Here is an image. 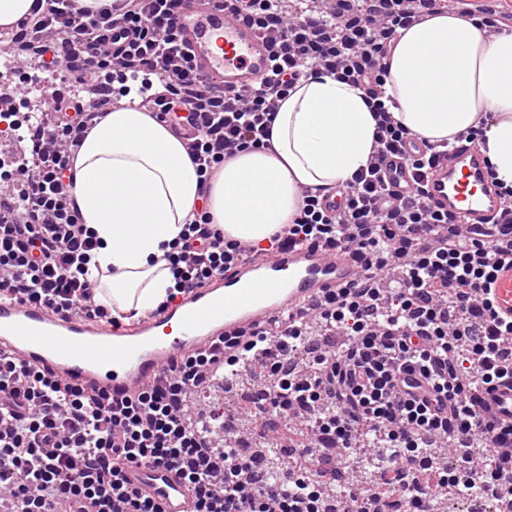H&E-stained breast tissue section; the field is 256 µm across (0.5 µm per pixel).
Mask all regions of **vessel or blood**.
<instances>
[{
    "label": "vessel or blood",
    "instance_id": "b4317fda",
    "mask_svg": "<svg viewBox=\"0 0 512 512\" xmlns=\"http://www.w3.org/2000/svg\"><path fill=\"white\" fill-rule=\"evenodd\" d=\"M179 24L194 71L223 83L225 89L253 86L271 68L268 39L208 0L184 6ZM385 172L401 194L423 188L432 205L472 228L487 223L504 205L490 187L482 154L472 144L439 157L420 183L400 159H388ZM358 274L347 251L290 248L242 262L206 287L178 298L159 316L124 330L79 315L59 317L35 303L2 300L0 348L58 378L122 397L158 378L179 357L292 311ZM481 411L496 424L511 420L512 384L491 388ZM124 474L128 485L157 501L162 512H190L191 495L171 468L132 464L125 466Z\"/></svg>",
    "mask_w": 512,
    "mask_h": 512
}]
</instances>
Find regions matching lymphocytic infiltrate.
I'll return each mask as SVG.
<instances>
[{"mask_svg": "<svg viewBox=\"0 0 512 512\" xmlns=\"http://www.w3.org/2000/svg\"><path fill=\"white\" fill-rule=\"evenodd\" d=\"M225 12L266 33L275 58L257 85L227 91L193 70L177 28L181 0H113L98 11L79 0H36L27 41L55 67L78 70L82 90L46 102L51 121L10 167L0 193V299L36 302L62 316L121 326L95 299L89 263L98 242L70 198L72 160L100 118L106 77L137 79L167 125L194 128L187 152L201 181L226 159L270 146L280 101L317 71L364 89L376 121L367 167L341 188L328 213L322 191L302 192L290 223L267 247L226 238L207 207L195 209L165 259L174 275L167 302L205 287L241 259L285 246L347 249L362 277L267 323L226 335L181 357L137 395L115 400L48 376L0 350V512H160L122 482L126 463L176 469L193 512H324L325 494L306 474L307 457L285 460L279 478L213 447L192 412L215 375L262 369L266 397L254 412L308 421L318 464L350 457L370 439L382 459L384 497L401 512H430L432 491L479 486L512 512V423L479 412L483 388L512 382V307L499 296L512 276V187L490 223L468 229L423 192L398 197L389 157L412 137L385 105V59L400 30L455 9V0H221ZM345 336L330 349L326 336ZM489 454L474 463L475 440ZM457 468H417L442 442Z\"/></svg>", "mask_w": 512, "mask_h": 512, "instance_id": "lymphocytic-infiltrate-1", "label": "lymphocytic infiltrate"}]
</instances>
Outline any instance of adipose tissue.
Wrapping results in <instances>:
<instances>
[{
  "instance_id": "ef3b65f1",
  "label": "adipose tissue",
  "mask_w": 512,
  "mask_h": 512,
  "mask_svg": "<svg viewBox=\"0 0 512 512\" xmlns=\"http://www.w3.org/2000/svg\"><path fill=\"white\" fill-rule=\"evenodd\" d=\"M394 117L417 139L478 143L512 187V30L438 13L401 31L387 58ZM375 121L361 88L319 73L280 103L270 146L227 159L201 184L184 143L150 113L107 112L73 161L72 199L100 241L97 297L124 314L156 309L174 284L164 255L199 201L226 237L260 244L291 221L305 188L346 186L369 160Z\"/></svg>"
}]
</instances>
